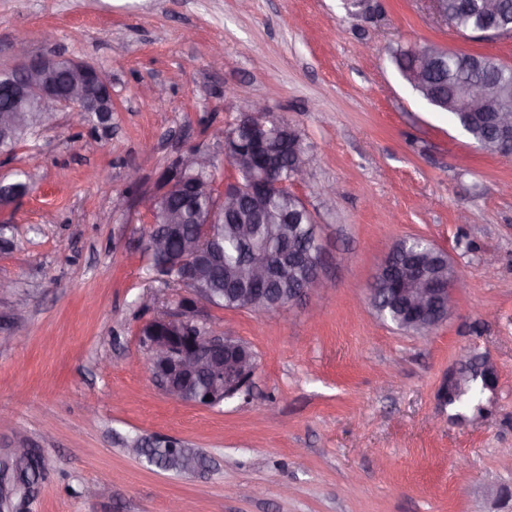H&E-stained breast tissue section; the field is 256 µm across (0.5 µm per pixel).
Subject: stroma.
<instances>
[{
    "instance_id": "obj_1",
    "label": "stroma",
    "mask_w": 512,
    "mask_h": 512,
    "mask_svg": "<svg viewBox=\"0 0 512 512\" xmlns=\"http://www.w3.org/2000/svg\"><path fill=\"white\" fill-rule=\"evenodd\" d=\"M379 2L367 22L343 0H0V70L22 37L112 78L106 124L60 113L0 163V177L23 171L31 185L0 213V281L12 284L0 293V452L37 448L45 463L27 512H168L174 500L183 512H512V158L476 150L391 60L433 41L512 63V37L457 31L427 0ZM246 97L302 138L310 179L295 192L332 286L272 315L198 302L200 324L255 352L254 387L176 404L139 331L187 291L148 275L138 199L192 148L213 157L223 190L224 134ZM415 235L459 279L454 313L423 336L380 320L369 295ZM472 363L492 382L477 409L449 414L439 391ZM138 437L184 441L207 467L151 466L126 449Z\"/></svg>"
}]
</instances>
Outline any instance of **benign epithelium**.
<instances>
[{
	"label": "benign epithelium",
	"instance_id": "obj_1",
	"mask_svg": "<svg viewBox=\"0 0 512 512\" xmlns=\"http://www.w3.org/2000/svg\"><path fill=\"white\" fill-rule=\"evenodd\" d=\"M486 16L489 24L474 31L476 37L512 36V27L502 18L495 0H488ZM14 52L17 62L10 71L15 74L16 104L11 108V113L0 117V140L11 136L16 121L13 116L15 112H41L47 127L54 125L56 114L62 111L106 113L99 100L89 93V85L92 83L112 92V80L105 70L70 57H36L22 41L16 43ZM441 53L440 48L433 51L415 50L414 66L406 72V76L418 81L420 74L438 64ZM63 67L67 68L72 77L69 91L64 96L57 90V75ZM463 106L464 111L457 113L463 127H468L474 116L483 118L493 135L492 143L502 156L511 157L512 110L492 103L488 96V85L478 80L466 82ZM268 111V106L259 100L247 99L240 102L238 117L224 135L225 161L250 163L257 151L271 143L279 150L288 147V142L282 138L287 128L282 123L267 121L265 113ZM211 164L210 155L201 150L190 149L180 155L167 173L164 190L141 196L140 205L149 216L150 223H155L161 215L166 214L168 224H173L175 210L170 207V200L187 181L194 188V208L202 197L215 194L213 184L201 177V173L207 171ZM306 176L304 153L295 149L291 156L290 182L280 179L275 168L263 167L245 183L235 179L225 183L224 191L217 197V207L231 214L238 210L244 199L259 204L273 190L300 184L306 180ZM145 248L164 265L176 264L181 269L184 282L195 281L202 257L201 245L187 243L175 259L168 250L165 235L146 241ZM429 261L430 251L427 250L419 255L416 263L401 269L399 277L409 285L404 291V302L417 316L432 314L437 320L445 321L455 307L458 278H439L433 281L423 279L421 270ZM240 275L250 283H260L269 276V269L264 263L250 259L243 263ZM326 286V280L319 273L308 287L299 289L288 305L297 304ZM203 299L204 295L192 293L182 301L181 312L146 322L140 329V340L155 378L171 401L183 402L185 382L198 374H206L210 379V399L203 402V405L210 407L237 395L250 396L257 364L253 355L230 347L234 341L233 336L223 331H208L190 315V309Z\"/></svg>",
	"mask_w": 512,
	"mask_h": 512
}]
</instances>
